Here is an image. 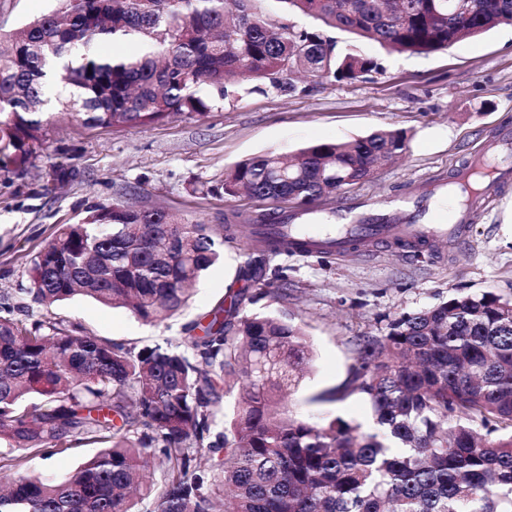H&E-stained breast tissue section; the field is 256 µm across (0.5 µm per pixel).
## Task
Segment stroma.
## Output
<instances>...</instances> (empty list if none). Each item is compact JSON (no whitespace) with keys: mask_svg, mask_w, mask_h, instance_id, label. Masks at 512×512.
Listing matches in <instances>:
<instances>
[{"mask_svg":"<svg viewBox=\"0 0 512 512\" xmlns=\"http://www.w3.org/2000/svg\"><path fill=\"white\" fill-rule=\"evenodd\" d=\"M55 6L56 0H0V32L13 33ZM325 35L340 49L354 42L339 30ZM357 45L379 64L358 81L302 79L286 95L269 86L244 91L212 112L177 114L156 126L88 127L76 116L48 110L33 167L18 174L0 170V303L28 304L33 257L60 225L81 222L91 209L160 207L201 224L221 223L231 210H264V202L225 195L221 185L236 163L266 152L292 155L316 143L399 129L409 140L406 153L380 166L373 179L323 199L317 218L335 222L339 211L368 199L373 207L366 221L372 224L389 217L407 195L447 201L453 174L496 133L512 129V25L429 55L389 53L369 41ZM468 210L467 232L454 243L414 250L382 242L369 252L267 260L264 282L287 285L288 294L264 298L252 309L301 324L313 352L308 373L287 398L293 413L317 423L340 417L372 426L370 407L359 396L315 399L348 378L359 337L385 335L396 314L459 292L512 298V179L471 198ZM243 262L241 243H225L221 261L197 283L187 307L161 321L85 298L48 312L92 336L137 347L161 344L206 316ZM95 451L82 445L48 458L36 455L26 471L60 478Z\"/></svg>","mask_w":512,"mask_h":512,"instance_id":"35a3bbf8","label":"stroma"}]
</instances>
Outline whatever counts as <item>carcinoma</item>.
Returning <instances> with one entry per match:
<instances>
[{
    "mask_svg": "<svg viewBox=\"0 0 512 512\" xmlns=\"http://www.w3.org/2000/svg\"><path fill=\"white\" fill-rule=\"evenodd\" d=\"M59 0L20 31L0 35V168L22 172L43 140L46 85L72 88L63 106L96 126L160 124L210 112L238 93L292 92L275 76L302 72L355 81L378 68L355 46L336 50L338 29L398 53L431 54L512 25V0ZM311 27L277 28L271 12ZM132 43L104 55L100 44ZM408 149L400 130L348 142L273 152L238 162L224 194L246 191L300 211L368 180ZM270 208L199 224L166 210L101 207L65 224L32 259L26 293L41 307L76 296L126 307L145 321L181 308L191 286L245 238L237 279L202 326L190 322L166 345L127 347L11 307L0 314V512H512V299L457 293L388 321L367 336L340 386L315 401L353 394L377 429L337 417L318 424L289 413L284 394L312 356L302 328L248 304L278 295L259 286L271 254ZM240 399L214 433L223 399ZM84 444L97 453L62 479L24 473L26 460ZM207 455V472L191 465ZM158 461L157 495L145 468Z\"/></svg>",
    "mask_w": 512,
    "mask_h": 512,
    "instance_id": "obj_1",
    "label": "carcinoma"
}]
</instances>
